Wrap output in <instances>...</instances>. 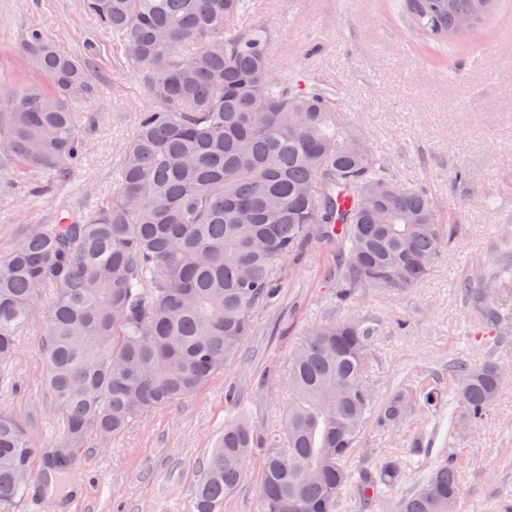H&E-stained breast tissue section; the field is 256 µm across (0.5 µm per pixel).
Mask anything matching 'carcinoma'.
Returning <instances> with one entry per match:
<instances>
[{
    "mask_svg": "<svg viewBox=\"0 0 512 512\" xmlns=\"http://www.w3.org/2000/svg\"><path fill=\"white\" fill-rule=\"evenodd\" d=\"M430 45L469 42L501 0H398ZM121 42L152 100L124 147L117 189L93 210H63L0 257V366L26 323L45 325L44 385L66 417L49 456L68 471L92 433L116 438L142 413L192 394L239 352L253 312L270 302L281 263L336 242L329 278L344 305L357 288L405 292L456 238L429 198L386 177L339 93L269 67L268 36L243 26L244 0H86ZM22 52L47 85L0 105V148L30 173L58 181L83 159L75 103L84 64L40 30ZM482 288L460 286L492 345L512 336V249H500ZM50 294L44 302L43 295ZM377 324L358 314L310 327L291 364L284 435L245 419L224 424L195 512L224 502L262 451L261 512H337L357 482L369 502L401 483L389 457L354 479L369 425L392 429L427 414L442 392L402 384L383 401L366 385ZM454 424L481 426L512 374L496 362H448ZM21 421L0 413V512H15L34 480ZM460 462L441 459L398 512H458Z\"/></svg>",
    "mask_w": 512,
    "mask_h": 512,
    "instance_id": "carcinoma-1",
    "label": "carcinoma"
}]
</instances>
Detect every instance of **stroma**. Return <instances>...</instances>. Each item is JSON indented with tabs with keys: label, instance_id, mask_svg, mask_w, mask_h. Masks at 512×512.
<instances>
[{
	"label": "stroma",
	"instance_id": "stroma-1",
	"mask_svg": "<svg viewBox=\"0 0 512 512\" xmlns=\"http://www.w3.org/2000/svg\"><path fill=\"white\" fill-rule=\"evenodd\" d=\"M245 18L269 35L273 71L343 92L349 120L362 128L387 175L425 190L446 223L457 225L433 273L417 287L382 294L359 290L345 313L373 319L366 380L377 397L404 381L448 386V360L482 361L493 354L512 368V342L488 350L457 285L479 274L493 250L512 244V0L474 41L448 52L426 47L386 0H245ZM41 30L88 65L91 93L83 115L87 152L64 182L32 189L33 179L0 151V256L31 225L49 224L64 208L86 210L111 196L137 118L151 101L127 66L111 32L84 0H0V102L39 81L20 45ZM472 172L455 180L458 170ZM336 245L319 241L282 266L278 295L255 310L253 330L237 357L186 400L133 420L116 439L91 436L80 457L54 485H32L17 512H194L201 468L227 421L244 416L265 433L282 431L290 398L292 354L305 329L336 311L327 275ZM41 322L21 327L17 353L0 383V412L23 422L33 448L31 469L61 440L62 413L45 390ZM456 404L445 398L425 420L391 432L368 430L352 467L362 470L422 437L424 454L408 461L402 484L385 499L358 503L356 492L339 512H397L444 456L463 452L459 512H506L512 506V384L485 422L454 431Z\"/></svg>",
	"mask_w": 512,
	"mask_h": 512
}]
</instances>
